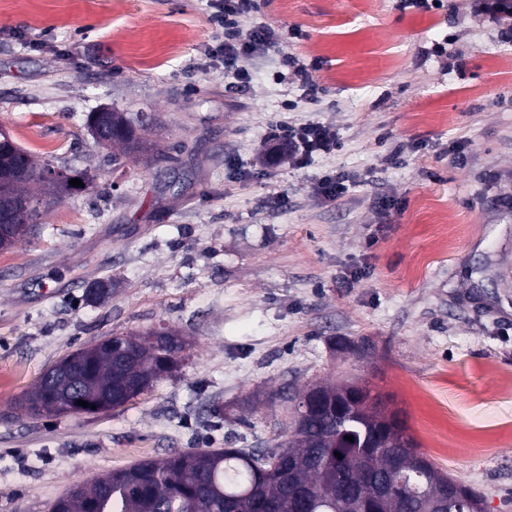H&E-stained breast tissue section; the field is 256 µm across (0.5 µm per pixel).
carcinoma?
I'll list each match as a JSON object with an SVG mask.
<instances>
[{
	"instance_id": "carcinoma-1",
	"label": "carcinoma",
	"mask_w": 512,
	"mask_h": 512,
	"mask_svg": "<svg viewBox=\"0 0 512 512\" xmlns=\"http://www.w3.org/2000/svg\"><path fill=\"white\" fill-rule=\"evenodd\" d=\"M115 130L112 144L128 154L146 142L149 124L142 112L136 117L112 113ZM24 168L15 173L10 193L32 204L30 215L18 216L4 211L9 224L21 220H38L37 206L42 196L60 197L73 189L69 181L83 177L57 170L48 163L39 164L10 135L0 137V170ZM160 365V357L150 349L140 351L134 367L115 364L107 351L95 361L93 381L87 387L62 384L46 405L73 408L76 414L93 412L97 394L125 378ZM365 397L344 420L336 422L330 411L317 412L303 405L304 393L295 399L292 434L288 441L269 448H193L173 450L162 458L140 460L126 468L108 473L81 493L68 500L66 512H262L266 501L280 504V512H292L288 501V484L302 490L312 501L314 512H355L352 504L340 495L341 476L368 495L383 486L388 489L385 512H434L437 500L448 512L459 509L458 500L448 492L456 481L417 450L406 422L397 418L386 427L376 423L388 414L380 395L364 388ZM84 400L83 407L76 401ZM350 435L349 442L344 436ZM373 442L379 452L365 448ZM278 456V464L270 470L261 464L267 453ZM342 458H337L335 453ZM401 455L406 466L403 475L390 476L389 458Z\"/></svg>"
}]
</instances>
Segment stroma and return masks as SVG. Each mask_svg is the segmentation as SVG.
<instances>
[{
  "instance_id": "obj_1",
  "label": "stroma",
  "mask_w": 512,
  "mask_h": 512,
  "mask_svg": "<svg viewBox=\"0 0 512 512\" xmlns=\"http://www.w3.org/2000/svg\"><path fill=\"white\" fill-rule=\"evenodd\" d=\"M210 13L0 0V127L91 177L0 250V512H49L174 449L280 442V392L346 381L485 512H512V21L477 0H261L242 30L281 42L236 88L202 62ZM104 106L147 113L164 159L113 161L87 125ZM309 123L335 129L336 152L267 167L281 125ZM330 170L350 176L333 202L312 191ZM94 282L108 292L86 299ZM161 325L186 341L177 367L124 407L20 411L64 355Z\"/></svg>"
}]
</instances>
